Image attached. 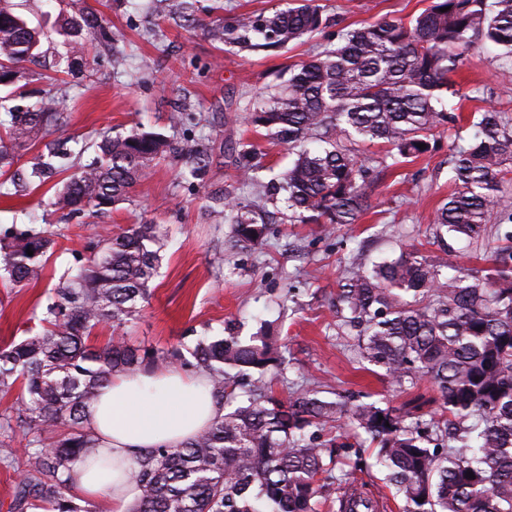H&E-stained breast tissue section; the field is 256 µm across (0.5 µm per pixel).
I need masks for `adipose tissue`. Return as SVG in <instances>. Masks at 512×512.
Wrapping results in <instances>:
<instances>
[{
    "label": "adipose tissue",
    "instance_id": "obj_1",
    "mask_svg": "<svg viewBox=\"0 0 512 512\" xmlns=\"http://www.w3.org/2000/svg\"><path fill=\"white\" fill-rule=\"evenodd\" d=\"M223 412L203 373L169 367L113 375L87 414L97 461L76 466L75 491L99 501L102 512H129L139 495L140 454L186 443Z\"/></svg>",
    "mask_w": 512,
    "mask_h": 512
}]
</instances>
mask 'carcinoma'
<instances>
[{
  "mask_svg": "<svg viewBox=\"0 0 512 512\" xmlns=\"http://www.w3.org/2000/svg\"><path fill=\"white\" fill-rule=\"evenodd\" d=\"M323 24L316 0H289L271 14L240 16L234 40L256 38L255 47L278 49ZM96 32L106 34L91 8L63 20L58 34L70 45L69 71L85 62L87 36ZM43 36L15 13L12 0H0V74L15 76L19 64L37 61ZM487 45L512 55V0H433L407 24L382 18L349 30L298 65L250 113L249 122L296 159L265 188V201L226 195L237 239L265 241L273 218L265 202H279L281 193L293 224L357 223L371 184L389 165L358 159L354 145L385 143L395 158L427 154L433 131L455 120L445 108L461 94L451 75L470 51ZM61 109L62 101L45 94L20 116L7 111L0 168L10 164L5 142L21 146L42 127L73 140ZM473 128L467 145H450L455 190L434 210L427 239L439 252L413 245L337 282L336 318L357 329L360 357L400 387L429 380L439 393L437 412L412 422L378 402L350 405L311 391L282 400L271 375L284 370L286 357L265 333L247 342L231 332L202 339L191 351L193 366L234 408L183 446L141 456L133 512H264V505L269 512H315L322 481L333 477L335 449L367 441L404 512H512V233L488 229L493 216L512 223V178L502 170L512 160V117L487 109ZM170 153L161 133L107 135L45 205L62 212L112 207ZM448 234L478 248L487 267H460L444 243ZM54 236L43 228L0 241V277L14 286L38 280ZM167 241L160 224H133L103 240L56 289L42 332L0 346V393L21 387L7 421L26 440L24 478L10 512H83L72 491L76 465L96 447L87 410L112 374L134 372L145 361L120 336L103 347L89 339L100 326L116 332L136 318ZM328 426L342 434L325 442ZM49 432L54 440L46 447ZM469 471L475 478L466 477ZM336 485L345 487L337 512H377L353 472L336 477Z\"/></svg>",
  "mask_w": 512,
  "mask_h": 512,
  "instance_id": "obj_1",
  "label": "carcinoma"
}]
</instances>
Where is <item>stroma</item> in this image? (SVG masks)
<instances>
[{"mask_svg": "<svg viewBox=\"0 0 512 512\" xmlns=\"http://www.w3.org/2000/svg\"><path fill=\"white\" fill-rule=\"evenodd\" d=\"M14 2L17 13L45 36L39 61L22 63L15 81L0 85V98L26 108L40 91L53 88L63 101L68 133L88 159L104 133L138 126L169 137L178 154L152 167L129 200L105 214L68 217L48 209L46 201L79 170V161L64 162L36 184L28 175L55 141L53 128H43L16 150L0 194V238L37 224L56 232L58 244L48 252L38 282L22 288L0 282V344L42 331L47 297L65 272L78 267L79 253L129 225L163 224L169 247L150 283V298L124 333L129 346L169 357L187 353L197 339L224 335L227 327L245 339L265 323L286 347L288 365L272 383L280 398L302 389L327 398L340 392L388 403L412 419L433 415L439 394L430 382L393 385L363 367L353 339L338 335L336 278L347 264L398 255L428 236L434 209L450 189L449 143L469 135L474 112L494 107L512 114V57L492 47L469 54L456 76L466 97L449 105L457 123L435 132L436 151L391 166L373 183L371 207L355 231L339 227L328 234L319 224L289 223L283 211L265 244L249 246L235 242L220 213L223 197L241 187L240 143L254 145L264 180L287 169L295 156L249 125L248 113L287 79L290 67L308 60L340 30L384 17L407 21L432 0H319L327 27L276 52L213 43L206 28L232 26L244 13L272 12L281 0ZM88 6L109 28L111 40L89 42L83 72L49 73L48 63L65 52L59 22ZM177 112L191 114V122L171 126ZM200 141L210 153L205 173L195 177L189 151Z\"/></svg>", "mask_w": 512, "mask_h": 512, "instance_id": "obj_1", "label": "stroma"}]
</instances>
